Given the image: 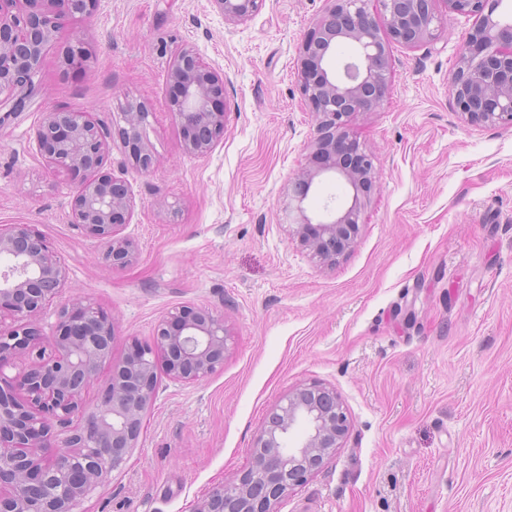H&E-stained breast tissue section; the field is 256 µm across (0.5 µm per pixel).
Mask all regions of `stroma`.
<instances>
[{"instance_id": "obj_1", "label": "stroma", "mask_w": 512, "mask_h": 512, "mask_svg": "<svg viewBox=\"0 0 512 512\" xmlns=\"http://www.w3.org/2000/svg\"><path fill=\"white\" fill-rule=\"evenodd\" d=\"M325 6L262 0L229 24L212 0H101L45 52L24 107L0 110V226L35 225L69 270L36 318L43 340L76 298L112 318L117 357L184 306L231 334L206 380L158 371L135 448L77 512H193L247 468L273 405L310 383L336 390L349 435L281 512H512V127L467 126L455 110L473 21L436 0L433 38L389 44L388 95L350 122L374 157L372 201L355 247L325 267L281 210L314 135L298 47ZM78 38L92 58L74 73L61 51ZM185 48L224 78V137L201 156L165 96ZM129 101L152 114L143 174L116 135ZM51 107L113 132L106 168L130 182L133 264L107 265V243L73 224L74 184L34 138Z\"/></svg>"}]
</instances>
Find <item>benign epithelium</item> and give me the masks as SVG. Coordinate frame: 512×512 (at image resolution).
<instances>
[{"mask_svg":"<svg viewBox=\"0 0 512 512\" xmlns=\"http://www.w3.org/2000/svg\"><path fill=\"white\" fill-rule=\"evenodd\" d=\"M100 0H0V95L32 90L45 50L64 20L93 17ZM224 21L250 18L260 0H213ZM307 29L297 60L301 94L315 121L310 165L294 177L284 211L293 232L320 261L333 265L357 241L361 212L375 183L373 157L350 139L348 121L373 112L387 97L391 42L414 46L434 36V0H328ZM448 11L474 19L460 49L449 88L457 113L469 125L512 127V19L496 11L502 0H445ZM356 45L351 60L336 67V42ZM70 69L84 68L89 44L77 41L62 52ZM170 112L190 154L203 155L224 136V79L192 49L174 59L167 82ZM150 112L129 103L120 129L130 166L143 173L155 158L147 138ZM41 155L54 169L81 176L71 202L73 223L109 244L106 263L124 266L137 256L121 235L134 202L128 179L103 172L109 133L86 112L50 108L34 131ZM338 176L350 199L313 220L304 201L323 176ZM68 278L67 266L46 246L32 224L0 229V512H75L108 468L121 465L135 447L142 419L157 395L158 361L174 381H202L224 363L228 331L224 318L202 309L164 316L153 343L129 341L112 356V319L87 301L58 310L51 354L38 351L20 375L5 373L15 356L30 353L35 316L53 301ZM109 368L100 378L103 367ZM100 383L93 407L86 391ZM70 431L51 448L52 429ZM301 437L291 442L295 431ZM349 433L336 392L302 385L271 410L240 476L198 500L194 512H281L284 495L332 458Z\"/></svg>","mask_w":512,"mask_h":512,"instance_id":"benign-epithelium-1","label":"benign epithelium"}]
</instances>
